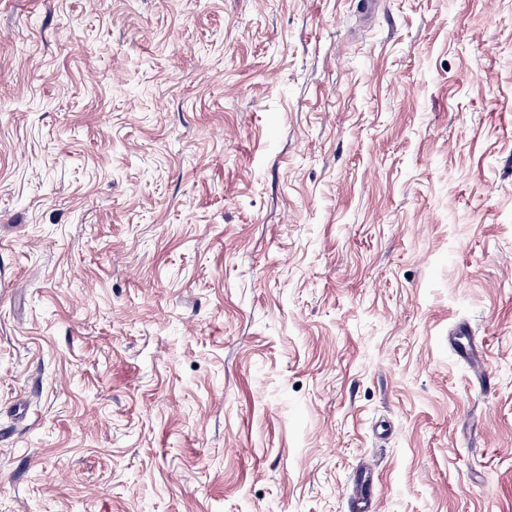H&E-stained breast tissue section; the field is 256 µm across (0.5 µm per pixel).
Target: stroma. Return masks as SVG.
Masks as SVG:
<instances>
[{
	"label": "stroma",
	"instance_id": "35a3bbf8",
	"mask_svg": "<svg viewBox=\"0 0 512 512\" xmlns=\"http://www.w3.org/2000/svg\"><path fill=\"white\" fill-rule=\"evenodd\" d=\"M368 461L512 512V0H0V512H346Z\"/></svg>",
	"mask_w": 512,
	"mask_h": 512
}]
</instances>
